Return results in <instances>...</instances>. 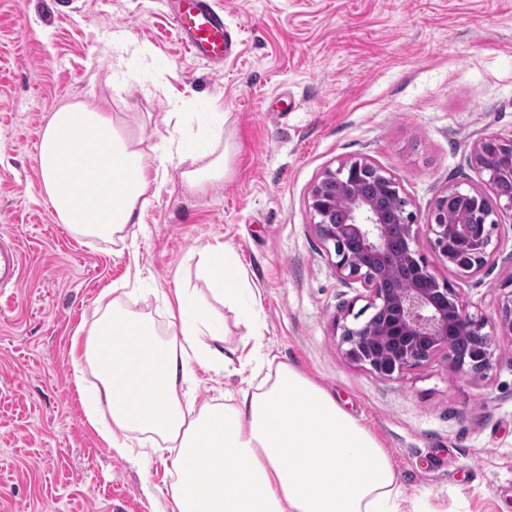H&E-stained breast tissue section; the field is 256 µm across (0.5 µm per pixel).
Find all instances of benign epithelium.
I'll list each match as a JSON object with an SVG mask.
<instances>
[{
  "mask_svg": "<svg viewBox=\"0 0 512 512\" xmlns=\"http://www.w3.org/2000/svg\"><path fill=\"white\" fill-rule=\"evenodd\" d=\"M472 160L486 183L512 177V137L485 136L475 141ZM371 178L382 193L401 195L404 189L393 174L366 158L345 159L328 169L308 197L314 228L322 242L332 246L334 266L342 279L359 281L369 291V301L353 314V323L342 326V343L351 360L370 366L381 376H391L419 366L445 353L458 372L484 371L494 351L488 322L468 311L454 286L439 280L415 248L419 233L416 215L406 208L384 211L374 199L360 195L358 184ZM460 205L448 217V203ZM345 221L332 219L336 207ZM512 211V196L489 197L476 187L451 185L434 200L427 217V231L442 261L463 276L478 273L494 256L493 241L502 211ZM398 224L404 239L401 258L395 257L391 225ZM474 339L462 354L448 345V332Z\"/></svg>",
  "mask_w": 512,
  "mask_h": 512,
  "instance_id": "benign-epithelium-1",
  "label": "benign epithelium"
}]
</instances>
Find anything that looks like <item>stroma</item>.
Instances as JSON below:
<instances>
[{"label":"stroma","mask_w":512,"mask_h":512,"mask_svg":"<svg viewBox=\"0 0 512 512\" xmlns=\"http://www.w3.org/2000/svg\"><path fill=\"white\" fill-rule=\"evenodd\" d=\"M214 2L237 42L217 69L177 41L165 0H0V234L21 255L18 287L0 289V512H171L166 448L135 459L109 450L72 379L76 328L126 283L129 308L163 331L177 290L195 291L223 331L220 349L256 350L333 395L426 512H512V336L495 335L478 374L442 354L390 377L350 361L340 326L367 291L339 277L307 205L341 160L395 175L430 269L497 321L512 213L499 218L498 253L470 278L448 270L424 224L448 185L485 187L474 142L512 136V0ZM75 102L110 112L149 154L181 107L193 151L169 164L127 244L70 234L44 201L42 128ZM223 148L224 181L188 188L184 171ZM217 243L234 248L251 287L237 311L198 275L200 249ZM195 372L199 407L251 376Z\"/></svg>","instance_id":"stroma-1"}]
</instances>
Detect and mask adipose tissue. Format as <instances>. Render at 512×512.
I'll return each mask as SVG.
<instances>
[{
    "label": "adipose tissue",
    "instance_id": "1",
    "mask_svg": "<svg viewBox=\"0 0 512 512\" xmlns=\"http://www.w3.org/2000/svg\"><path fill=\"white\" fill-rule=\"evenodd\" d=\"M85 154L73 155L75 141ZM173 128L162 150L146 156L111 113L65 104L52 113L39 146L42 188L72 232L125 241L167 166L182 156ZM201 277L225 306L237 307L247 283L223 245L202 248ZM171 330L113 298L74 334L73 380L86 368L99 380L88 422L108 448L130 453L133 434L168 443L172 512H418L407 501L386 451L336 399L289 367H277L221 406L196 408L195 366L225 369L209 313L189 291L176 295Z\"/></svg>",
    "mask_w": 512,
    "mask_h": 512
}]
</instances>
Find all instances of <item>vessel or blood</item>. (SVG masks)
Wrapping results in <instances>:
<instances>
[{"instance_id":"obj_1","label":"vessel or blood","mask_w":512,"mask_h":512,"mask_svg":"<svg viewBox=\"0 0 512 512\" xmlns=\"http://www.w3.org/2000/svg\"><path fill=\"white\" fill-rule=\"evenodd\" d=\"M172 21L178 39L194 58L217 65L231 53L234 41L224 24V14L209 0H175ZM20 276L16 247L0 242V286L17 285Z\"/></svg>"}]
</instances>
